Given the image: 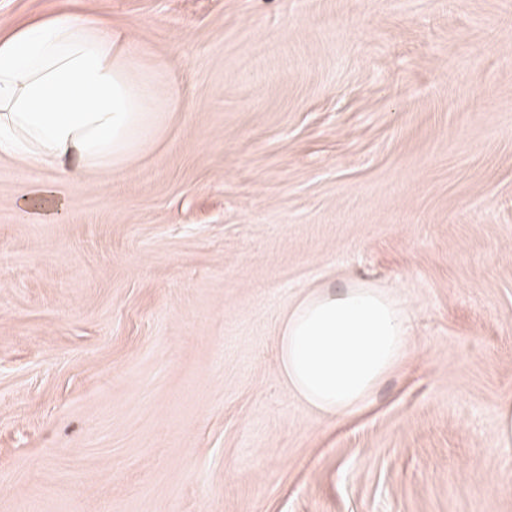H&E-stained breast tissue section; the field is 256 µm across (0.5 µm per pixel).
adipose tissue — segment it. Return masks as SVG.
<instances>
[{"instance_id": "ef3b65f1", "label": "adipose tissue", "mask_w": 512, "mask_h": 512, "mask_svg": "<svg viewBox=\"0 0 512 512\" xmlns=\"http://www.w3.org/2000/svg\"><path fill=\"white\" fill-rule=\"evenodd\" d=\"M144 67L125 29L91 14H59L0 33V155L70 177L120 166L161 131L172 97ZM30 223L63 217L53 182L18 202ZM411 321L390 293L363 283L307 293L280 324V370L317 413L359 410L406 357Z\"/></svg>"}]
</instances>
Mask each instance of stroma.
Listing matches in <instances>:
<instances>
[{
  "label": "stroma",
  "instance_id": "obj_1",
  "mask_svg": "<svg viewBox=\"0 0 512 512\" xmlns=\"http://www.w3.org/2000/svg\"><path fill=\"white\" fill-rule=\"evenodd\" d=\"M126 27L175 105L127 164L0 157V512H512V0H0ZM39 179L62 219L26 222ZM413 330L336 423L289 391L297 298Z\"/></svg>",
  "mask_w": 512,
  "mask_h": 512
}]
</instances>
